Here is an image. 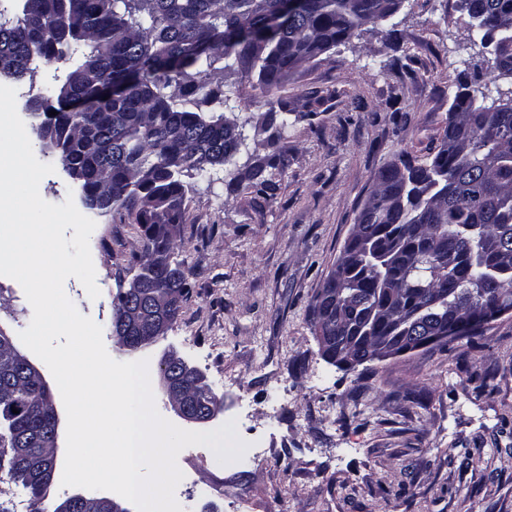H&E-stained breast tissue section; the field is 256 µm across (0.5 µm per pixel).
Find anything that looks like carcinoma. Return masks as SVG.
Wrapping results in <instances>:
<instances>
[{
    "label": "carcinoma",
    "mask_w": 512,
    "mask_h": 512,
    "mask_svg": "<svg viewBox=\"0 0 512 512\" xmlns=\"http://www.w3.org/2000/svg\"><path fill=\"white\" fill-rule=\"evenodd\" d=\"M21 14L0 21V79L20 81L33 72L30 57L51 64L76 63L54 96L29 103L32 118L56 109L54 102L79 103L61 113L60 135L78 146L58 154L61 165L78 168L85 186L112 194L111 211L137 224L143 255L137 275L151 306L170 279L155 270L150 250L165 241L153 227L160 211L183 221L185 178L215 167L226 169L248 149L250 120L223 111L213 81L226 84L242 62L257 71L267 97L266 161L224 181L227 196L251 195L269 203L279 185L272 170L288 165L283 131L313 120L317 112H288L284 99L292 72L327 53L365 27L378 28L397 13L394 0H22ZM468 29L486 43L499 31L497 68L512 71V0H468ZM112 82L114 96L99 89ZM512 100V90L486 103L456 96L438 151L429 160L401 153L382 166L361 209L354 238L372 229L382 253L372 271L356 270L338 257L310 304L316 320L321 295L332 291L331 322L322 327L348 352L376 344L359 337L356 325L366 307L386 309L382 333L407 316V305L441 303L425 314L432 325L451 316L496 305L512 306V112L491 111ZM189 294L190 269L172 270ZM38 390L23 373L0 376V461L9 479L28 494V512H44L35 475L52 466L47 421L31 409ZM18 413H13L12 409Z\"/></svg>",
    "instance_id": "cac0c4a2"
}]
</instances>
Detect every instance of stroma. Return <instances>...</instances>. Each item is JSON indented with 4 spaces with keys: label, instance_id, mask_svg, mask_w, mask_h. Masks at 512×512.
<instances>
[{
    "label": "stroma",
    "instance_id": "stroma-1",
    "mask_svg": "<svg viewBox=\"0 0 512 512\" xmlns=\"http://www.w3.org/2000/svg\"><path fill=\"white\" fill-rule=\"evenodd\" d=\"M464 21L458 0H404L386 32H357L303 65L288 107L318 115L285 129L288 165L264 208L228 197L223 169L189 179L176 257L192 270L191 293L150 347L121 350L112 334L141 231L90 212L100 295L73 277L64 290L101 326L107 353L147 360L155 385L176 350L224 397L207 430L235 421L262 452L244 468L204 446L183 449L184 512H512V314L477 344L460 338L353 370L322 357L310 320L377 170L403 152L437 151L459 79L490 100L512 88L494 80L492 56ZM64 76L41 64L15 82L24 124L27 101ZM32 315L20 284L0 276V329L18 337Z\"/></svg>",
    "mask_w": 512,
    "mask_h": 512
}]
</instances>
